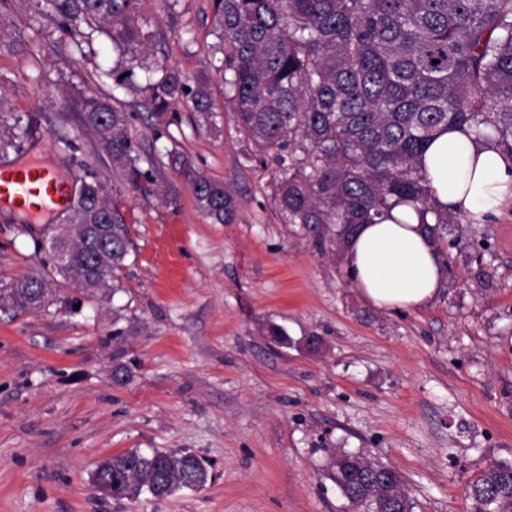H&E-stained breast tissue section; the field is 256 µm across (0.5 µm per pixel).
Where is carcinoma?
I'll list each match as a JSON object with an SVG mask.
<instances>
[{
	"label": "carcinoma",
	"mask_w": 512,
	"mask_h": 512,
	"mask_svg": "<svg viewBox=\"0 0 512 512\" xmlns=\"http://www.w3.org/2000/svg\"><path fill=\"white\" fill-rule=\"evenodd\" d=\"M59 20V38L77 49L91 34L105 35L125 61L112 68L117 88L141 95L161 116L181 100L204 119L215 104L205 76L151 69L138 63L148 36L142 0H46ZM223 58L224 100L239 132L275 154L278 212L289 224L330 235L345 245L362 224L399 204L434 215L433 233L459 224L430 200L419 158L452 127H467L478 142L512 157V0H213ZM85 126L96 131L112 164L132 188L146 192L152 171L126 129L130 115L97 97L81 99ZM171 166L214 224H230L240 200L224 182L170 150ZM79 241L53 274L27 276L0 289L4 314L39 308L40 291L55 277L79 288L110 287L129 255L117 204L94 175L82 180L66 209ZM208 473L189 452L128 450L98 464L92 482L118 501L147 493L162 501L196 489ZM329 479L355 512H413L403 475L361 453L336 451ZM471 512H512V463L493 462L467 485Z\"/></svg>",
	"instance_id": "cac0c4a2"
}]
</instances>
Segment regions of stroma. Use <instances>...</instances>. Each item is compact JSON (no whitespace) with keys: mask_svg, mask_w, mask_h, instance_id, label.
Returning a JSON list of instances; mask_svg holds the SVG:
<instances>
[{"mask_svg":"<svg viewBox=\"0 0 512 512\" xmlns=\"http://www.w3.org/2000/svg\"><path fill=\"white\" fill-rule=\"evenodd\" d=\"M141 15L151 59L208 76L211 122L186 102L154 118L113 91L111 44L97 38L90 58L61 44L45 0L0 8V132L32 120L0 142V168L35 158L74 186L95 174L130 239L115 292L61 284L45 309L0 314V512H344L326 476L338 448L400 471L414 512H469L473 476L512 462V206L480 236L449 225L431 304L372 307L343 250L276 211V164L224 102L212 0H179L172 17L144 0ZM111 94L153 157L151 193L130 188L82 123L78 102ZM171 149L232 185L235 223L199 212ZM63 220L0 208V287L51 272L33 239ZM135 448L191 452L208 479L159 502L96 492L97 464Z\"/></svg>","mask_w":512,"mask_h":512,"instance_id":"1","label":"stroma"}]
</instances>
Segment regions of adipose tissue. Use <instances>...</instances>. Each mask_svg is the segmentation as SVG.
I'll return each mask as SVG.
<instances>
[{
  "instance_id": "ef3b65f1",
  "label": "adipose tissue",
  "mask_w": 512,
  "mask_h": 512,
  "mask_svg": "<svg viewBox=\"0 0 512 512\" xmlns=\"http://www.w3.org/2000/svg\"><path fill=\"white\" fill-rule=\"evenodd\" d=\"M421 166L433 202L473 223H487L512 205V158L478 143L468 130L437 137ZM345 263L363 299L382 311L427 306L443 276V256L429 226L405 204L378 223L361 225Z\"/></svg>"
}]
</instances>
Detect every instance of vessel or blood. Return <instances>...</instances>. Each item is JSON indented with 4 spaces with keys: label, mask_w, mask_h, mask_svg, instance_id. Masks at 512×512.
I'll return each mask as SVG.
<instances>
[{
    "label": "vessel or blood",
    "mask_w": 512,
    "mask_h": 512,
    "mask_svg": "<svg viewBox=\"0 0 512 512\" xmlns=\"http://www.w3.org/2000/svg\"><path fill=\"white\" fill-rule=\"evenodd\" d=\"M69 200V186L50 168L30 164L0 174V204L51 212L63 209Z\"/></svg>",
    "instance_id": "obj_1"
}]
</instances>
